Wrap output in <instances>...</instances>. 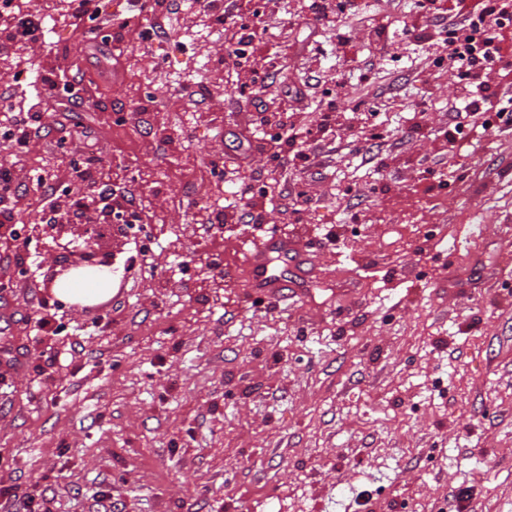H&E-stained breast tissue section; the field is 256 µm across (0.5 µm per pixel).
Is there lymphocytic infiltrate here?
<instances>
[{
  "instance_id": "f902f5d3",
  "label": "lymphocytic infiltrate",
  "mask_w": 512,
  "mask_h": 512,
  "mask_svg": "<svg viewBox=\"0 0 512 512\" xmlns=\"http://www.w3.org/2000/svg\"><path fill=\"white\" fill-rule=\"evenodd\" d=\"M203 14H216L218 22L229 23L236 31L235 47L230 57L233 64L247 65L260 53L261 40L253 24L261 14L258 0H235L232 11L217 12L215 0H194ZM77 25L101 23L107 25L114 38H123L129 25L127 17L107 11V0H69ZM311 20L322 26H335L336 45L346 58L356 55L351 29L336 25V14L356 13V0H307ZM412 9L421 16V24L403 25L390 31L380 24L370 29V35L382 46L395 41L424 38L426 30L442 35L448 47V70L463 85L466 95L455 113L449 137L462 135L474 120H481L484 130L497 132L512 124V110L493 106L486 95L489 74L512 77V0H413ZM47 47L45 22L37 10L22 12L14 0H0V61H10L23 46ZM40 111L27 113L16 109L13 96L0 94V150L27 147L40 132ZM280 132L275 136L277 148L272 158L279 165L295 163L311 166L313 158L308 148L297 145L293 134L294 115H279Z\"/></svg>"
}]
</instances>
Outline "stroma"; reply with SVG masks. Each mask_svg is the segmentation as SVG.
Wrapping results in <instances>:
<instances>
[{
	"mask_svg": "<svg viewBox=\"0 0 512 512\" xmlns=\"http://www.w3.org/2000/svg\"><path fill=\"white\" fill-rule=\"evenodd\" d=\"M55 2L50 49L0 67L20 105L44 71L81 77L88 99L55 93L0 227V512L34 490L44 512H103L105 497L112 512H439L462 491L463 512H512V126L448 145L464 92L434 63L443 47L367 40L369 24L400 27L410 0H360L366 84L335 28L306 24L305 0H269L261 88L219 65L232 42L191 0L146 40L132 0H112L130 30L108 49ZM340 79L349 97L389 100L385 139L350 154L373 118L340 112L315 165L275 167L277 112L314 124ZM421 99L425 125L402 138ZM87 152L143 217L101 236L112 295L91 306L46 292L60 253L29 225L49 213L37 176L60 204L90 191L70 170ZM241 182L264 190L260 223L243 216ZM352 183L366 195H345ZM300 190L311 209L297 224ZM271 233L321 272L281 303L223 274Z\"/></svg>",
	"mask_w": 512,
	"mask_h": 512,
	"instance_id": "stroma-1",
	"label": "stroma"
}]
</instances>
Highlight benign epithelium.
<instances>
[{
    "label": "benign epithelium",
    "instance_id": "7a95c632",
    "mask_svg": "<svg viewBox=\"0 0 512 512\" xmlns=\"http://www.w3.org/2000/svg\"><path fill=\"white\" fill-rule=\"evenodd\" d=\"M99 223V211L95 200H85L79 217L72 218L67 211L54 223L34 224V230L50 232L66 259L49 267L45 274L44 287L53 290L56 280L68 271L80 267H109L111 254L101 249L95 228Z\"/></svg>",
    "mask_w": 512,
    "mask_h": 512
}]
</instances>
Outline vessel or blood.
I'll use <instances>...</instances> for the list:
<instances>
[{
  "instance_id": "vessel-or-blood-1",
  "label": "vessel or blood",
  "mask_w": 512,
  "mask_h": 512,
  "mask_svg": "<svg viewBox=\"0 0 512 512\" xmlns=\"http://www.w3.org/2000/svg\"><path fill=\"white\" fill-rule=\"evenodd\" d=\"M243 265L249 274L246 296L260 293L275 300L284 298L288 288L281 274L282 267L292 266L305 280L312 279L317 273L310 255L293 252L288 239L278 235L253 243L244 253Z\"/></svg>"
}]
</instances>
